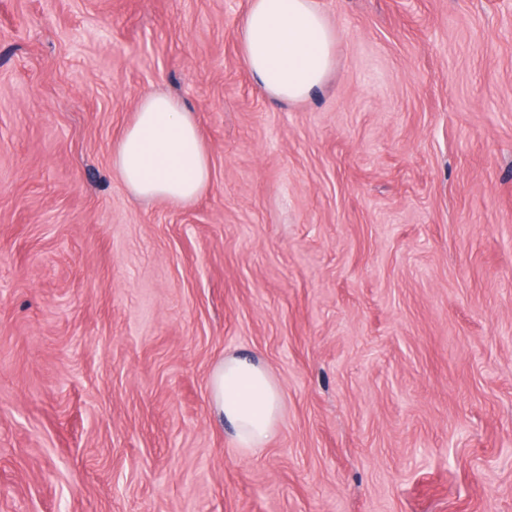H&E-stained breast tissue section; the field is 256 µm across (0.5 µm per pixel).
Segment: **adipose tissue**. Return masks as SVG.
<instances>
[{
    "label": "adipose tissue",
    "instance_id": "adipose-tissue-1",
    "mask_svg": "<svg viewBox=\"0 0 512 512\" xmlns=\"http://www.w3.org/2000/svg\"><path fill=\"white\" fill-rule=\"evenodd\" d=\"M238 41L255 84L278 101L307 98L335 62L336 31L315 0H249ZM112 167L133 195L178 207L195 202L211 181L193 113L156 91L141 97L112 148ZM209 403L214 418L231 428L241 456L258 454L278 432L279 387L252 357L228 356L214 368Z\"/></svg>",
    "mask_w": 512,
    "mask_h": 512
}]
</instances>
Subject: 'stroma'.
Segmentation results:
<instances>
[{"mask_svg": "<svg viewBox=\"0 0 512 512\" xmlns=\"http://www.w3.org/2000/svg\"><path fill=\"white\" fill-rule=\"evenodd\" d=\"M336 64L254 84L248 0H0V512H512V0H316ZM208 189L134 197L150 91ZM262 361L239 456L208 381ZM112 168L133 195L188 206L211 181L210 158L192 112L162 92L144 94L112 148ZM209 403L214 418L231 428L242 457L261 452L278 432L279 387L267 368L252 357H224L211 374Z\"/></svg>", "mask_w": 512, "mask_h": 512, "instance_id": "stroma-1", "label": "stroma"}]
</instances>
